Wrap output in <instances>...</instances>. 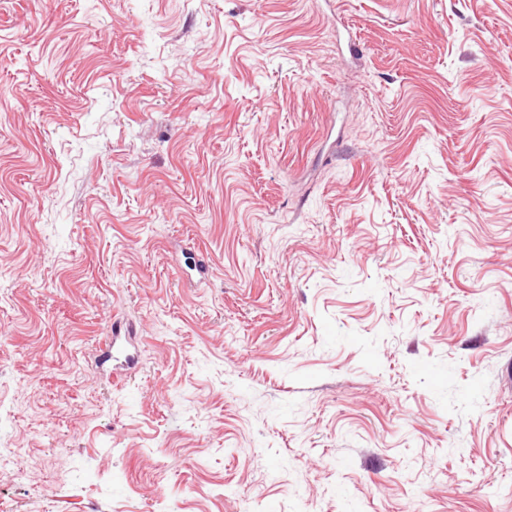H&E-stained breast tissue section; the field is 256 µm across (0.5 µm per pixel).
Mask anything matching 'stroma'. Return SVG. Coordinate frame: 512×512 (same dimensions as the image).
<instances>
[{
  "instance_id": "1",
  "label": "stroma",
  "mask_w": 512,
  "mask_h": 512,
  "mask_svg": "<svg viewBox=\"0 0 512 512\" xmlns=\"http://www.w3.org/2000/svg\"><path fill=\"white\" fill-rule=\"evenodd\" d=\"M0 395V512H512V0H0Z\"/></svg>"
}]
</instances>
